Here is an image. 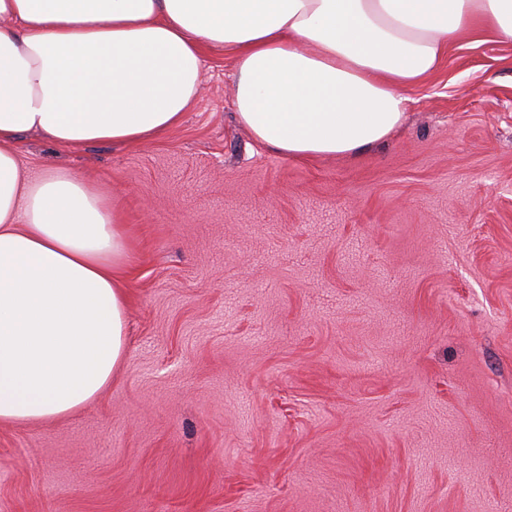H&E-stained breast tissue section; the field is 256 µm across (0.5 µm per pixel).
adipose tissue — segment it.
Instances as JSON below:
<instances>
[{"label": "adipose tissue", "instance_id": "ef3b65f1", "mask_svg": "<svg viewBox=\"0 0 512 512\" xmlns=\"http://www.w3.org/2000/svg\"><path fill=\"white\" fill-rule=\"evenodd\" d=\"M512 40V0H0V424L62 420L127 349V237L95 186L30 176L21 133L137 144L182 120L203 47L233 49L234 103L295 159L354 156L463 36Z\"/></svg>", "mask_w": 512, "mask_h": 512}]
</instances>
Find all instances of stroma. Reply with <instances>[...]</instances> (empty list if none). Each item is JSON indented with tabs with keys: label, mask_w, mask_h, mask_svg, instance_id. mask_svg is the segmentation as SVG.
<instances>
[{
	"label": "stroma",
	"mask_w": 512,
	"mask_h": 512,
	"mask_svg": "<svg viewBox=\"0 0 512 512\" xmlns=\"http://www.w3.org/2000/svg\"><path fill=\"white\" fill-rule=\"evenodd\" d=\"M467 42L353 158L255 141L221 48L156 139L24 135L119 205L129 336L0 425V512H512V41Z\"/></svg>",
	"instance_id": "35a3bbf8"
}]
</instances>
